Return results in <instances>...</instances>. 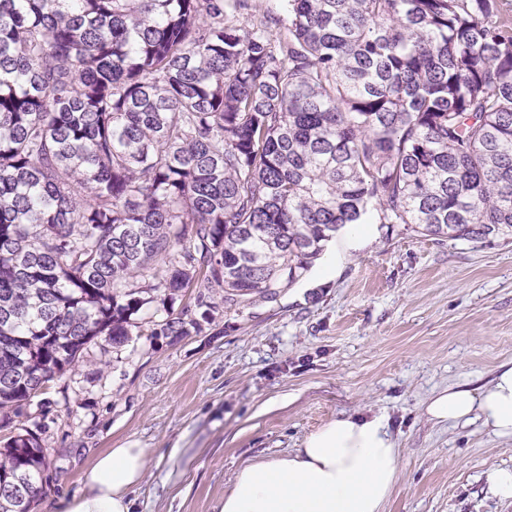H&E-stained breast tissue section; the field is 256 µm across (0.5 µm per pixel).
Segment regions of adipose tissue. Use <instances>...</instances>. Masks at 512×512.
I'll return each instance as SVG.
<instances>
[{"mask_svg":"<svg viewBox=\"0 0 512 512\" xmlns=\"http://www.w3.org/2000/svg\"><path fill=\"white\" fill-rule=\"evenodd\" d=\"M425 411L440 424L476 418L495 436L512 439V365H502L481 393L442 390ZM152 462L151 449L135 442L102 452L81 476L83 492L61 500L60 512H131L130 494ZM399 472V450L385 417H341L310 434L302 447L239 467L219 512H384Z\"/></svg>","mask_w":512,"mask_h":512,"instance_id":"1","label":"adipose tissue"}]
</instances>
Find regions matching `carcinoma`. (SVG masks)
<instances>
[{"instance_id": "cac0c4a2", "label": "carcinoma", "mask_w": 512, "mask_h": 512, "mask_svg": "<svg viewBox=\"0 0 512 512\" xmlns=\"http://www.w3.org/2000/svg\"><path fill=\"white\" fill-rule=\"evenodd\" d=\"M283 4L0 0V430L156 295L198 289L174 342L349 225L512 239L503 0ZM44 432L0 450V512H32Z\"/></svg>"}]
</instances>
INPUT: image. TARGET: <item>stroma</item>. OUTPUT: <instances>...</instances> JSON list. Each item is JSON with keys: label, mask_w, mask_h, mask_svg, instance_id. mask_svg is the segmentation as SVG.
I'll list each match as a JSON object with an SVG mask.
<instances>
[{"label": "stroma", "mask_w": 512, "mask_h": 512, "mask_svg": "<svg viewBox=\"0 0 512 512\" xmlns=\"http://www.w3.org/2000/svg\"><path fill=\"white\" fill-rule=\"evenodd\" d=\"M196 295L154 299L127 342L98 340L24 406L15 431L46 427L33 512H57L97 455L133 440L161 461L131 492L132 512H215L239 466L347 415L389 420L401 471L385 512H512L485 479L512 467V441L425 414L436 393L485 389L512 362V240L349 226L276 298L228 312L216 288L201 334L148 336V319Z\"/></svg>", "instance_id": "stroma-1"}]
</instances>
